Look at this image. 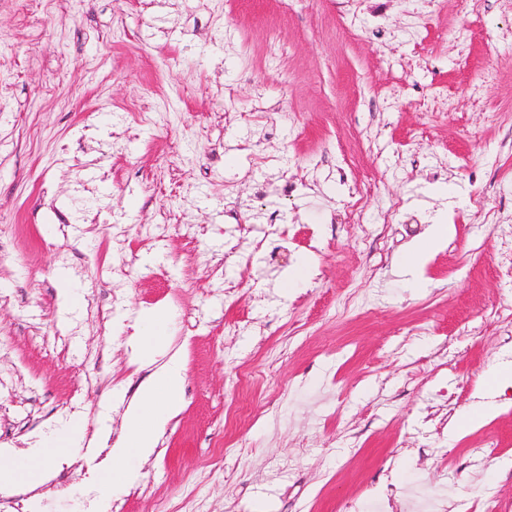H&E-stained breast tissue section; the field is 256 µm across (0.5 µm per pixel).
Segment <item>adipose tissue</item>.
I'll use <instances>...</instances> for the list:
<instances>
[{"label":"adipose tissue","mask_w":512,"mask_h":512,"mask_svg":"<svg viewBox=\"0 0 512 512\" xmlns=\"http://www.w3.org/2000/svg\"><path fill=\"white\" fill-rule=\"evenodd\" d=\"M170 319V309L155 307L143 312L133 325L130 343L139 361L153 365L154 370L140 385L134 404L125 414L124 429L113 445H106L99 435H88L84 419H70L61 427L49 429L34 453L20 458L1 456L0 484H38L48 460L63 458L85 446L102 456L94 481L93 510L103 512L131 482L137 463L153 452L167 424L183 407L180 360L173 356L162 365L154 363L169 346Z\"/></svg>","instance_id":"adipose-tissue-1"}]
</instances>
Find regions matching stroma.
<instances>
[{"mask_svg":"<svg viewBox=\"0 0 512 512\" xmlns=\"http://www.w3.org/2000/svg\"><path fill=\"white\" fill-rule=\"evenodd\" d=\"M272 222L288 250L264 242ZM439 223L413 282L400 258ZM510 247L499 0H0V452L73 406L120 429L148 374L125 327L174 314L184 407L111 512H387L416 488L512 512V387L493 378L512 362ZM485 396L497 415L454 431ZM92 470L50 462L35 490L1 485L0 512L36 494L89 512Z\"/></svg>","mask_w":512,"mask_h":512,"instance_id":"stroma-1","label":"stroma"}]
</instances>
